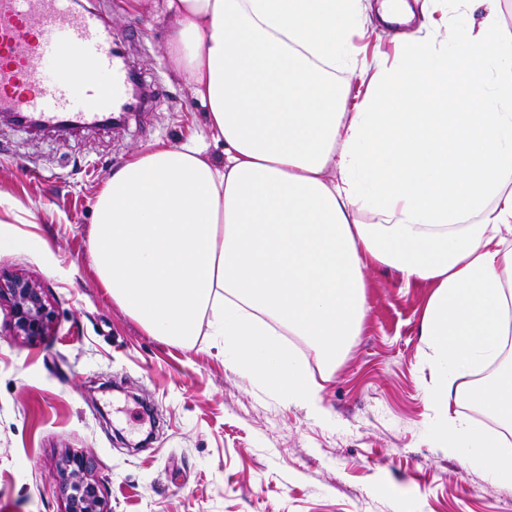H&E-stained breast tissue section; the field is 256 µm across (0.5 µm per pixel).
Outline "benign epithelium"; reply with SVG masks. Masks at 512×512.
Returning a JSON list of instances; mask_svg holds the SVG:
<instances>
[{"label": "benign epithelium", "instance_id": "7a95c632", "mask_svg": "<svg viewBox=\"0 0 512 512\" xmlns=\"http://www.w3.org/2000/svg\"><path fill=\"white\" fill-rule=\"evenodd\" d=\"M1 300L8 303L12 335L28 340L48 335L54 310L39 283L19 275L0 281ZM63 477L72 488L65 512H110L99 484L89 478L83 457L67 458Z\"/></svg>", "mask_w": 512, "mask_h": 512}]
</instances>
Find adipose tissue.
<instances>
[{"mask_svg":"<svg viewBox=\"0 0 512 512\" xmlns=\"http://www.w3.org/2000/svg\"><path fill=\"white\" fill-rule=\"evenodd\" d=\"M365 0H166L168 46L210 143L157 145L114 170L88 234L101 288L149 334L201 330L260 389L326 413L322 369L366 312L364 271L431 288L420 325L448 452L512 485V52L501 0H454L446 34L404 36L359 87ZM448 414L453 417H456L457 415L468 417L478 427L483 429L500 430V427L492 419L489 417H483L478 409L464 404H456L454 401H450Z\"/></svg>","mask_w":512,"mask_h":512,"instance_id":"1","label":"adipose tissue"}]
</instances>
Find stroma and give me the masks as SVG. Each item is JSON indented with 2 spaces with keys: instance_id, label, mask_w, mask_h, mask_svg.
Returning <instances> with one entry per match:
<instances>
[{
  "instance_id": "35a3bbf8",
  "label": "stroma",
  "mask_w": 512,
  "mask_h": 512,
  "mask_svg": "<svg viewBox=\"0 0 512 512\" xmlns=\"http://www.w3.org/2000/svg\"><path fill=\"white\" fill-rule=\"evenodd\" d=\"M129 43L154 97L121 126L35 132L0 122V275L40 282L55 309L43 339L11 335L0 306V512H65V456H87L112 512H512L475 449L439 436L420 351L430 288L366 273L367 312L329 380L326 414L235 372L212 336L192 349L146 332L100 288L87 240L112 170L157 143L208 138L188 78L164 62L165 0H82ZM367 0L363 42L419 32Z\"/></svg>"
}]
</instances>
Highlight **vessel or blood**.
Returning <instances> with one entry per match:
<instances>
[{
    "instance_id": "b4317fda",
    "label": "vessel or blood",
    "mask_w": 512,
    "mask_h": 512,
    "mask_svg": "<svg viewBox=\"0 0 512 512\" xmlns=\"http://www.w3.org/2000/svg\"><path fill=\"white\" fill-rule=\"evenodd\" d=\"M63 59L92 69L95 79L48 77V66ZM128 83L122 43L97 12L78 9L75 0H0L1 113L38 125L97 124L138 108Z\"/></svg>"
}]
</instances>
